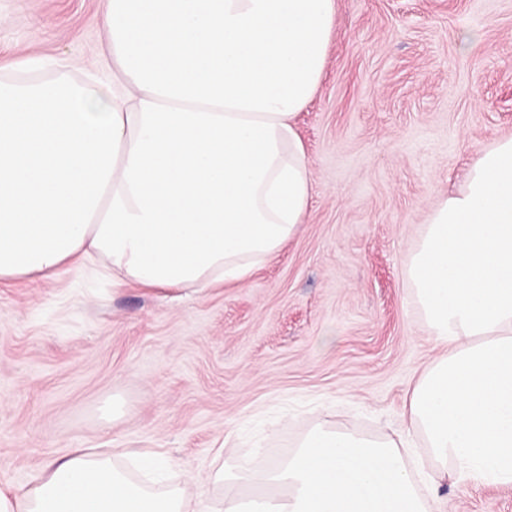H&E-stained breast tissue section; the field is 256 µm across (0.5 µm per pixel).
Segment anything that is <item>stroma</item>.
Returning a JSON list of instances; mask_svg holds the SVG:
<instances>
[{"instance_id": "stroma-1", "label": "stroma", "mask_w": 512, "mask_h": 512, "mask_svg": "<svg viewBox=\"0 0 512 512\" xmlns=\"http://www.w3.org/2000/svg\"><path fill=\"white\" fill-rule=\"evenodd\" d=\"M0 14V77L23 46L85 80L99 0ZM296 129L305 222L240 285L141 288L89 264L0 285V488L74 448H143L204 477L287 459L319 424L417 442L405 400L439 350L405 259L478 150L512 137V0H336ZM441 494L448 512H512V486L452 476Z\"/></svg>"}]
</instances>
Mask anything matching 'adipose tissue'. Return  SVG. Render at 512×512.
Segmentation results:
<instances>
[{
    "label": "adipose tissue",
    "instance_id": "obj_1",
    "mask_svg": "<svg viewBox=\"0 0 512 512\" xmlns=\"http://www.w3.org/2000/svg\"><path fill=\"white\" fill-rule=\"evenodd\" d=\"M334 0H101L111 82L0 79V281L79 256L147 287L246 281L304 223L313 181L294 119L327 59ZM442 350L408 399L410 448L317 425L288 459L215 475L222 497L154 490L166 457L75 448L0 489V512H446L449 470L512 486V137L481 149L407 257Z\"/></svg>",
    "mask_w": 512,
    "mask_h": 512
}]
</instances>
